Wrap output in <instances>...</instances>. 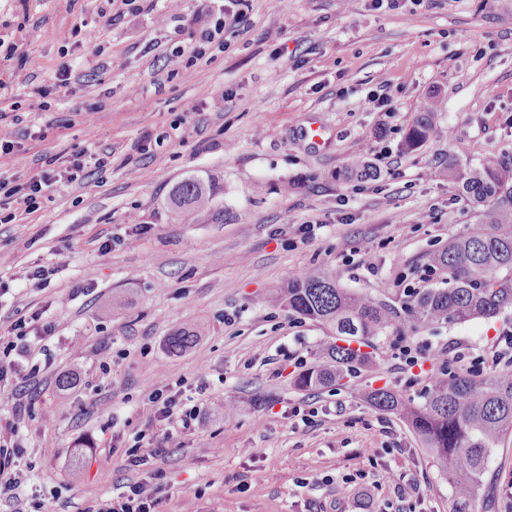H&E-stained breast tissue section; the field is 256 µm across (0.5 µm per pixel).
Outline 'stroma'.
<instances>
[{
  "label": "stroma",
  "instance_id": "obj_1",
  "mask_svg": "<svg viewBox=\"0 0 512 512\" xmlns=\"http://www.w3.org/2000/svg\"><path fill=\"white\" fill-rule=\"evenodd\" d=\"M199 44L203 58L169 65ZM430 99L435 135L405 151ZM311 116L319 148L301 132ZM1 141L0 181L78 153L88 176L55 184L33 213L0 207V339L43 313L34 362L17 360L41 371L16 432L0 400V442L19 445L28 477L0 512H91L142 478L120 453L145 429L149 394L176 381L211 407L156 464L159 512H361L346 480L372 485L388 512H451L448 479L411 429L362 394L419 399L478 354L486 372L508 370L492 356L512 308L407 332L439 352L412 367L387 333L375 371L307 393L294 380L324 331L270 296L332 271L401 300L429 252L478 229L479 206L443 168L512 159V0H0ZM357 157L376 178L349 177ZM186 178L209 194L187 216L169 204ZM41 266L55 271L49 288L10 280ZM188 324L195 344L169 353ZM71 370L77 382L60 387ZM298 407L317 415L302 423ZM409 481L420 505L397 495ZM199 336L194 326L186 325L175 330L166 340V348L171 353H180L190 348Z\"/></svg>",
  "mask_w": 512,
  "mask_h": 512
}]
</instances>
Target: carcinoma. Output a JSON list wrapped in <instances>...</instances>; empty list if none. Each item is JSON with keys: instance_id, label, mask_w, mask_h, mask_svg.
<instances>
[{"instance_id": "obj_1", "label": "carcinoma", "mask_w": 512, "mask_h": 512, "mask_svg": "<svg viewBox=\"0 0 512 512\" xmlns=\"http://www.w3.org/2000/svg\"><path fill=\"white\" fill-rule=\"evenodd\" d=\"M433 106L422 108L409 127L404 147L414 150L433 134ZM448 179L459 184L478 204L487 207V227L448 240L429 256L446 271L449 286L429 288L398 307L368 293L340 286L334 272L315 271L286 280L276 300L326 332L317 363L303 370L294 385L302 391L329 387L343 377L375 366V338L406 322L428 326L491 318L512 308V162L495 155L470 165L448 158ZM205 199L203 184L188 178L177 184L170 204L185 214ZM198 336L191 325L170 334L166 348L180 353ZM370 407L404 419L422 447L448 475L453 489L452 512H470L480 496L495 509L496 475L488 462L512 434V371L477 379L460 374L435 379L420 400H406L387 390L362 395Z\"/></svg>"}]
</instances>
